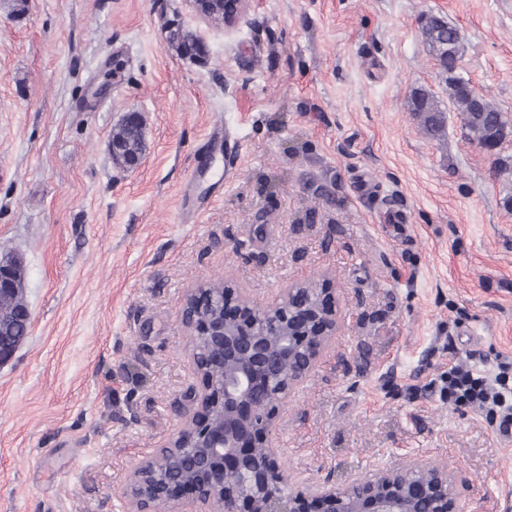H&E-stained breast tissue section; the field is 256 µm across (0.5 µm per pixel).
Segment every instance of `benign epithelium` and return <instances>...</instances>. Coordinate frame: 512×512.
Returning a JSON list of instances; mask_svg holds the SVG:
<instances>
[{
  "label": "benign epithelium",
  "mask_w": 512,
  "mask_h": 512,
  "mask_svg": "<svg viewBox=\"0 0 512 512\" xmlns=\"http://www.w3.org/2000/svg\"><path fill=\"white\" fill-rule=\"evenodd\" d=\"M190 2L202 18L224 15L227 28L237 24L247 4V0ZM19 266L16 261L0 264L1 295L15 291ZM298 291L297 286L288 289L277 305L285 326L279 336L252 331L264 310L244 300L234 304L228 296L224 309L214 314L181 313L192 337L205 340L214 353L209 360L193 359L201 388L182 395L180 407L186 422L164 448L188 442L212 456L214 465L205 481L171 483L159 494L169 503L192 495L203 504H213L210 512H415L420 498L429 512H461L454 477L419 460L355 478L345 486L327 484L287 496L271 491L279 474L276 452L269 447L277 406L308 377L338 328L329 289H316L313 307L297 303ZM285 349L302 353V362L272 390L270 369ZM262 387L268 390L264 399L258 397ZM263 410L269 414L265 423L257 420ZM152 463L151 458L144 460L129 478L127 488H141L139 493H127L132 512H153L144 490Z\"/></svg>",
  "instance_id": "benign-epithelium-1"
}]
</instances>
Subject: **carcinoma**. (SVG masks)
<instances>
[{"label":"carcinoma","mask_w":512,"mask_h":512,"mask_svg":"<svg viewBox=\"0 0 512 512\" xmlns=\"http://www.w3.org/2000/svg\"><path fill=\"white\" fill-rule=\"evenodd\" d=\"M458 38V31L449 26L443 28L435 23L423 34V41L429 51L437 57L444 70L451 72L456 68L457 58L448 53V44ZM168 44L181 56H203L199 48L200 40L196 34L180 27L171 29L167 34ZM450 97L463 119L466 137L480 147L499 137L507 122L504 113L484 97L476 94L462 78L448 83ZM413 112L419 118L423 130L431 135H439L446 122L445 111L439 102L423 90L412 97ZM112 159L120 166H130L143 154L145 143L143 133L136 130L134 124L119 125L112 135ZM204 300L205 312H214L224 298V284L220 282L206 285ZM201 466L198 449L182 448L175 454L157 459L151 471L149 481L161 487L175 481L200 478Z\"/></svg>","instance_id":"carcinoma-1"}]
</instances>
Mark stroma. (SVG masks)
Masks as SVG:
<instances>
[{"mask_svg":"<svg viewBox=\"0 0 512 512\" xmlns=\"http://www.w3.org/2000/svg\"><path fill=\"white\" fill-rule=\"evenodd\" d=\"M431 17L512 125V0H249L230 32L187 0H0V260L31 312L0 365V512H129L128 476L200 382L183 303L217 279L260 308L308 282L336 299L275 417L289 490L419 458L456 476L462 512H512V438L447 379L512 362V136L492 156L467 140ZM173 24L205 57L171 50ZM131 113L145 152L119 169ZM422 35L425 45L437 57L444 70L452 72L456 68L457 58L448 53V44L458 38V31L451 26L443 28L433 21L427 33ZM412 105L423 130L431 136H438L446 122L445 111L439 102L427 92L419 90L412 97Z\"/></svg>","mask_w":512,"mask_h":512,"instance_id":"35a3bbf8","label":"stroma"}]
</instances>
